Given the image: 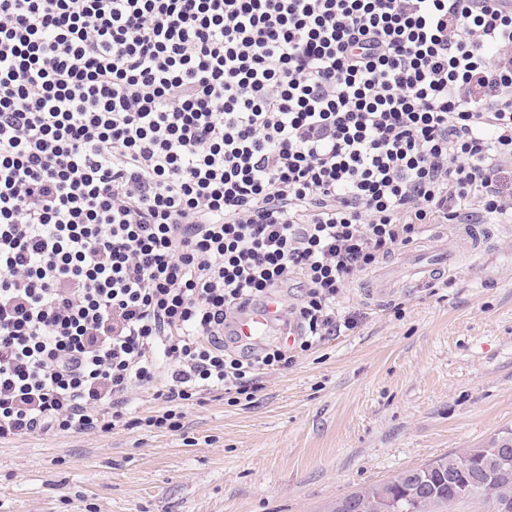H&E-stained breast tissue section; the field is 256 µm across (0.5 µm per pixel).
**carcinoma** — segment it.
<instances>
[{"label":"carcinoma","instance_id":"carcinoma-1","mask_svg":"<svg viewBox=\"0 0 512 512\" xmlns=\"http://www.w3.org/2000/svg\"><path fill=\"white\" fill-rule=\"evenodd\" d=\"M476 496L489 512H512V435L493 437L465 456L442 455L384 483L336 499L331 512H386V499H402L411 512H448Z\"/></svg>","mask_w":512,"mask_h":512}]
</instances>
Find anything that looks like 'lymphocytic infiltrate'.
<instances>
[{
	"label": "lymphocytic infiltrate",
	"mask_w": 512,
	"mask_h": 512,
	"mask_svg": "<svg viewBox=\"0 0 512 512\" xmlns=\"http://www.w3.org/2000/svg\"><path fill=\"white\" fill-rule=\"evenodd\" d=\"M471 209L512 222L504 0H0V443L253 401ZM280 299L276 296L270 297L264 304L258 306H246L233 323V336H237L243 343H262L265 336L266 342L282 344L286 341L284 328L277 323L274 325V318L278 315Z\"/></svg>",
	"instance_id": "1"
}]
</instances>
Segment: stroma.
<instances>
[{
	"mask_svg": "<svg viewBox=\"0 0 512 512\" xmlns=\"http://www.w3.org/2000/svg\"><path fill=\"white\" fill-rule=\"evenodd\" d=\"M472 258L458 225L431 239L457 263L443 288L368 294L396 251L342 293L330 336L254 402L207 397L183 428H117L0 444V512H327L336 498L512 430V223ZM402 305L394 316L393 305Z\"/></svg>",
	"mask_w": 512,
	"mask_h": 512,
	"instance_id": "stroma-1",
	"label": "stroma"
}]
</instances>
